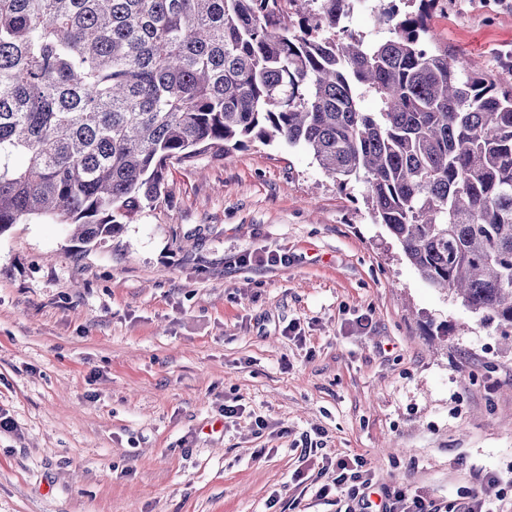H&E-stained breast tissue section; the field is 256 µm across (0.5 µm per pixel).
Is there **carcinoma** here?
Here are the masks:
<instances>
[{
	"label": "carcinoma",
	"instance_id": "carcinoma-1",
	"mask_svg": "<svg viewBox=\"0 0 512 512\" xmlns=\"http://www.w3.org/2000/svg\"><path fill=\"white\" fill-rule=\"evenodd\" d=\"M0 0V234L50 217L82 244L164 199L166 169L300 146L428 285L512 328V61L433 46L442 0ZM367 94L380 102L364 112Z\"/></svg>",
	"mask_w": 512,
	"mask_h": 512
}]
</instances>
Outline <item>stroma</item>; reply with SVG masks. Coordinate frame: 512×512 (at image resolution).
<instances>
[{
    "mask_svg": "<svg viewBox=\"0 0 512 512\" xmlns=\"http://www.w3.org/2000/svg\"><path fill=\"white\" fill-rule=\"evenodd\" d=\"M484 3L429 28L492 75L512 11ZM165 194L96 244L0 234V512H348L313 486L353 454L372 490L512 512V347L420 278L362 183L254 141L171 165Z\"/></svg>",
    "mask_w": 512,
    "mask_h": 512,
    "instance_id": "stroma-1",
    "label": "stroma"
}]
</instances>
